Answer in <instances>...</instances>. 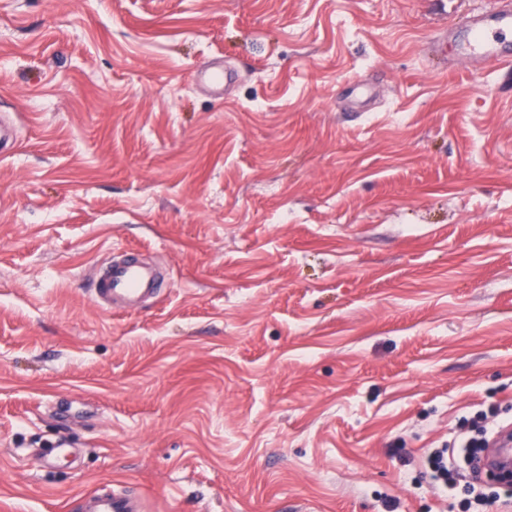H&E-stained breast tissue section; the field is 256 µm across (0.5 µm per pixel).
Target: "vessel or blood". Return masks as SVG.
<instances>
[{
	"instance_id": "vessel-or-blood-1",
	"label": "vessel or blood",
	"mask_w": 512,
	"mask_h": 512,
	"mask_svg": "<svg viewBox=\"0 0 512 512\" xmlns=\"http://www.w3.org/2000/svg\"><path fill=\"white\" fill-rule=\"evenodd\" d=\"M466 55L485 63H512V0H497L487 14L474 15L462 39ZM156 287L153 270L136 261L107 265L97 282L98 302L136 305ZM88 512H141L140 499L124 492L96 489L85 497Z\"/></svg>"
}]
</instances>
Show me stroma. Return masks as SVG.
<instances>
[{
	"instance_id": "stroma-1",
	"label": "stroma",
	"mask_w": 512,
	"mask_h": 512,
	"mask_svg": "<svg viewBox=\"0 0 512 512\" xmlns=\"http://www.w3.org/2000/svg\"><path fill=\"white\" fill-rule=\"evenodd\" d=\"M493 2L0 0V512H458L433 453L512 421V66L445 36ZM130 250L160 295L98 306ZM88 512H138L142 509L141 500L130 497L122 491H112L97 488L85 495Z\"/></svg>"
}]
</instances>
